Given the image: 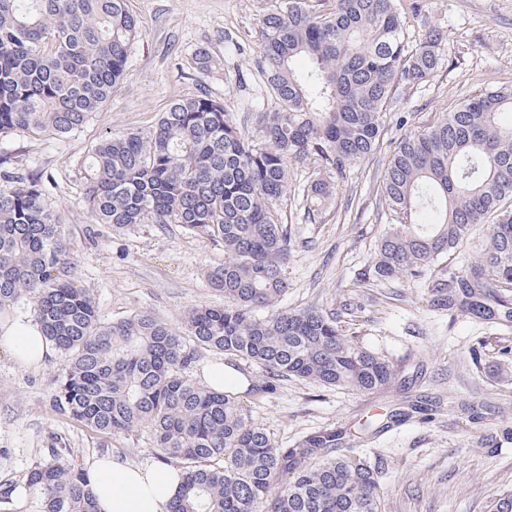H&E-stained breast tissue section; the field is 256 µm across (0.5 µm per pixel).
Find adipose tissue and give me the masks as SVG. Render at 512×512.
<instances>
[{
	"label": "adipose tissue",
	"mask_w": 512,
	"mask_h": 512,
	"mask_svg": "<svg viewBox=\"0 0 512 512\" xmlns=\"http://www.w3.org/2000/svg\"><path fill=\"white\" fill-rule=\"evenodd\" d=\"M1 342L26 364H42L52 354L51 343L38 323L17 319ZM101 512H169L180 486L177 468L137 465L116 458L98 459L89 472Z\"/></svg>",
	"instance_id": "1"
}]
</instances>
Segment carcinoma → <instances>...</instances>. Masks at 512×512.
Wrapping results in <instances>:
<instances>
[{"instance_id":"1","label":"carcinoma","mask_w":512,"mask_h":512,"mask_svg":"<svg viewBox=\"0 0 512 512\" xmlns=\"http://www.w3.org/2000/svg\"><path fill=\"white\" fill-rule=\"evenodd\" d=\"M261 20L258 68L271 107L256 113L261 142L207 91L178 99L146 134H108L81 160L94 222L124 231L175 224L224 245L209 274L224 306L199 305L174 327L148 311L106 323L69 274L70 242L36 174L0 170V322L21 298L64 356L54 409L93 432L149 430L162 457L178 464L171 512H380L378 469L342 429H323L283 447L244 404L285 378L362 395L396 382L388 361L343 335L315 307L275 306L288 290L293 242L277 202L288 164L312 159L303 186L308 215L336 194L325 174L344 179L376 150L391 94L436 73L446 37L432 27L405 45L399 0H275ZM138 32L129 0H0V135L64 139L103 111L128 64ZM308 60L306 69L295 62ZM512 87L467 99L429 130L401 141L379 181L393 223L361 276L385 283L425 277L434 302L484 322H512ZM488 245L458 268L452 256L477 225ZM235 367L261 366L247 387L215 389L193 375L199 350ZM512 439L504 424L483 436L493 449ZM28 512H100L89 474L69 448L27 473ZM488 512H512V490Z\"/></svg>"}]
</instances>
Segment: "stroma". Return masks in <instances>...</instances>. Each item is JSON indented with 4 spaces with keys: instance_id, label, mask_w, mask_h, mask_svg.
<instances>
[{
    "instance_id": "35a3bbf8",
    "label": "stroma",
    "mask_w": 512,
    "mask_h": 512,
    "mask_svg": "<svg viewBox=\"0 0 512 512\" xmlns=\"http://www.w3.org/2000/svg\"><path fill=\"white\" fill-rule=\"evenodd\" d=\"M131 4L139 36L103 111L68 140L0 136V162L41 176L71 243L72 273L94 298L101 319L144 310L177 326L193 305L223 304V293L208 280L224 263L223 245L189 237L175 225L164 230L142 224L118 233L94 223L80 160L106 134L148 132L174 100L203 89L223 99L236 122L252 123L261 109L260 21L271 0ZM428 12L446 36L441 64L429 83L398 86L373 158L350 171L313 223L296 192L313 166L291 162L278 207L295 242L280 309L313 306L337 313L345 334L385 356L408 376L410 389L362 395L291 378L251 405L250 414L285 446L329 427L353 434L358 451L379 469L382 512H487L492 497L512 489V441L493 453L479 447L484 428L469 420L463 406L489 404L499 422H512V382L488 376L489 366L512 350V330L438 309L429 280L382 284L360 277L391 222L377 188L399 142L476 94L512 86V0H430ZM228 31L234 35L230 44L224 40ZM202 49L212 59L207 72L193 61ZM62 362L57 352L28 366L0 347V486L22 485L30 466L48 459L53 448L72 449L86 469L104 455L134 464L160 461L148 430L111 437L53 411L50 396ZM411 394L429 403L432 413H409ZM392 411L401 415L392 427L375 437L365 432L366 421H382Z\"/></svg>"
}]
</instances>
